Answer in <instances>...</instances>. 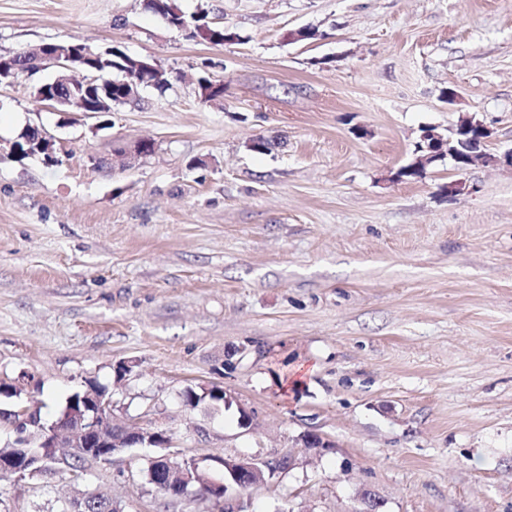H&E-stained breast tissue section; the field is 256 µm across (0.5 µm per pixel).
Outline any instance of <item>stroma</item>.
Returning <instances> with one entry per match:
<instances>
[{
	"label": "stroma",
	"instance_id": "obj_1",
	"mask_svg": "<svg viewBox=\"0 0 512 512\" xmlns=\"http://www.w3.org/2000/svg\"><path fill=\"white\" fill-rule=\"evenodd\" d=\"M178 4L238 41L143 0H0L2 56L78 40L166 78L105 119L39 101L53 70L0 84V381L51 421L98 382L117 423L168 431L218 480L222 457L293 458L249 512H355L365 489L381 512H512V168L394 178L422 127L464 114L512 148V0ZM304 26L324 39L287 41ZM204 73L223 99H200ZM32 126L54 163L16 158ZM140 139L153 152L127 156ZM212 385L226 407L184 406ZM161 454L0 479V512L97 488L118 512H224L150 491ZM171 4L169 7V11L167 12L168 15L162 16L168 21V16L170 17V22L172 25L178 28H190L193 30L190 32L189 37L200 39L203 42H207L206 37L203 36L199 32V25L198 23L201 22L203 19H201L202 15H193L190 17V20L186 17V15L181 11L177 4V0H171Z\"/></svg>",
	"mask_w": 512,
	"mask_h": 512
}]
</instances>
